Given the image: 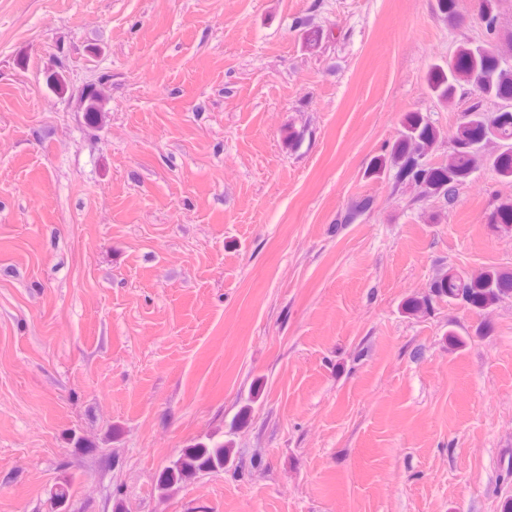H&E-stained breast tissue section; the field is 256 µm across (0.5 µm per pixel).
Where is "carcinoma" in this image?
I'll return each instance as SVG.
<instances>
[{
  "mask_svg": "<svg viewBox=\"0 0 512 512\" xmlns=\"http://www.w3.org/2000/svg\"><path fill=\"white\" fill-rule=\"evenodd\" d=\"M427 84L433 96L445 104L453 102L466 86L493 102L512 103V65L504 62V55L488 39L480 46L463 43L447 62L433 64L427 73ZM83 99L84 111L95 118L100 93L89 87L83 92ZM482 135L502 144L503 150L493 158L492 166L501 179L511 182L512 110L488 114L478 103L463 112V120L451 136L452 151L446 163L423 165L421 158L438 143L441 132L426 116L410 112L402 121L398 139L389 150L374 157L369 173L377 175L394 169L397 181L415 185L421 195L451 201L482 161V153L475 145ZM488 223L512 228V199L499 202L489 213ZM435 298L484 311L512 298V271L491 268L469 275L450 270L432 283L427 296L408 301L405 308L412 314L422 313ZM230 456L231 449L222 441H198L182 449L175 461L161 471L157 485L162 490L171 489L199 474L222 468Z\"/></svg>",
  "mask_w": 512,
  "mask_h": 512,
  "instance_id": "cac0c4a2",
  "label": "carcinoma"
}]
</instances>
